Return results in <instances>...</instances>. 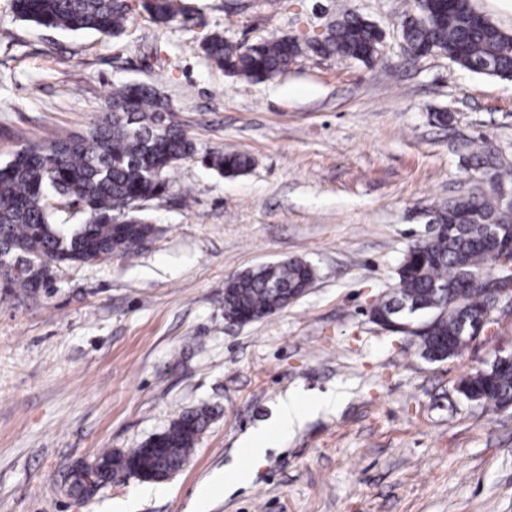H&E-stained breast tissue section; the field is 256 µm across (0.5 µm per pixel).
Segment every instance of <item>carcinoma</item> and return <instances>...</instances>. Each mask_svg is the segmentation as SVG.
I'll return each instance as SVG.
<instances>
[{"instance_id":"1","label":"carcinoma","mask_w":512,"mask_h":512,"mask_svg":"<svg viewBox=\"0 0 512 512\" xmlns=\"http://www.w3.org/2000/svg\"><path fill=\"white\" fill-rule=\"evenodd\" d=\"M142 7L164 27L186 14L179 0H145ZM12 8L24 21L69 32L92 31L103 38L120 36L133 13L129 0H12ZM403 40L415 56L442 55L470 72L512 79V33L481 15L472 0H415ZM381 42L373 23L347 14L314 49L365 61ZM201 49L208 61L255 83L287 70L303 52L289 36L244 46L219 32L204 37ZM109 100L110 111L86 135L24 147L0 164V263L36 262L4 279L9 291L35 294L48 287L51 280L39 269L45 259L87 263L140 248L155 228L136 215L138 206L165 195L170 171L198 154L153 86L117 85ZM200 161L226 177L251 166V159L237 152H207ZM466 161L480 173L481 185L432 210L433 223L456 228L438 241L409 246L397 270L395 295L379 302L380 310L393 318L396 306L404 303L434 313L435 321L421 335L422 354L431 361L457 355L473 335L472 320L484 313L486 300L473 292L461 294V285L488 271L505 247L493 236L495 231L504 236L503 225L509 223L494 187L512 182V168L504 167L483 140L469 146ZM55 194L77 208L80 223L69 224L51 210L49 198ZM314 279V268L298 258L244 270L224 283V316L252 322L270 317L293 303ZM457 391L476 406L506 408L512 404V366L472 372L459 381ZM209 419L206 409L191 411L124 454L102 451L93 460L100 471L92 485L85 481L88 464L76 463L69 492L89 498L120 475L142 481L172 476Z\"/></svg>"}]
</instances>
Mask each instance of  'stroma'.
Masks as SVG:
<instances>
[{
  "instance_id": "stroma-1",
  "label": "stroma",
  "mask_w": 512,
  "mask_h": 512,
  "mask_svg": "<svg viewBox=\"0 0 512 512\" xmlns=\"http://www.w3.org/2000/svg\"><path fill=\"white\" fill-rule=\"evenodd\" d=\"M182 2L187 22L142 13L104 39L22 21L0 0L12 35L0 39V164L85 134L126 82L154 86L200 154L252 160L235 178L181 161L140 210L157 228L145 247L60 265L34 294L0 292V512H512V407L457 391L512 354V316L495 313L443 361L370 317L408 247L431 236L430 209L475 185L466 143L486 138L512 166V81L408 54L413 0ZM347 13L383 31L373 59L313 50ZM216 31L245 45L291 36L303 52L251 83L205 59ZM293 258L316 270L305 295L260 321L225 320L228 276ZM292 393L337 401L274 439L246 486L215 487L248 465L245 437ZM201 407L211 420L181 471L70 495L76 461Z\"/></svg>"
}]
</instances>
